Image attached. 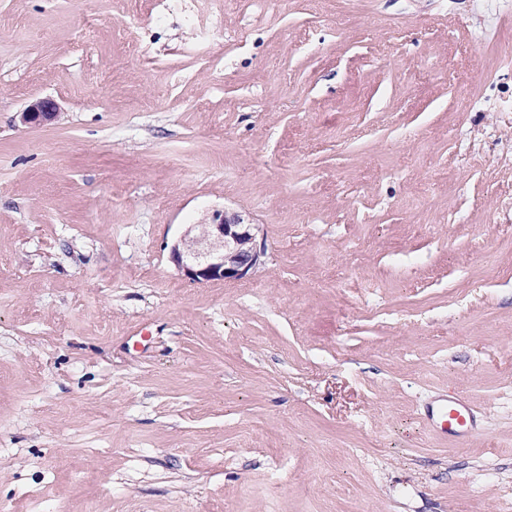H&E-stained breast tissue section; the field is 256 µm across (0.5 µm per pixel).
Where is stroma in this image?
<instances>
[{
  "label": "stroma",
  "mask_w": 512,
  "mask_h": 512,
  "mask_svg": "<svg viewBox=\"0 0 512 512\" xmlns=\"http://www.w3.org/2000/svg\"><path fill=\"white\" fill-rule=\"evenodd\" d=\"M0 512H512V0H0ZM58 112V104L49 98L36 99L30 102L21 112L23 124L44 125L53 121ZM203 224L171 248V260L194 282L228 281L245 277L259 268L265 253L258 248L257 224L245 223L238 215L216 210ZM433 417L449 436H465L473 426V413L469 404L455 393H448V398L438 407Z\"/></svg>",
  "instance_id": "stroma-1"
}]
</instances>
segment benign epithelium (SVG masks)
Returning a JSON list of instances; mask_svg holds the SVG:
<instances>
[{
  "instance_id": "1",
  "label": "benign epithelium",
  "mask_w": 512,
  "mask_h": 512,
  "mask_svg": "<svg viewBox=\"0 0 512 512\" xmlns=\"http://www.w3.org/2000/svg\"><path fill=\"white\" fill-rule=\"evenodd\" d=\"M57 115L58 104L41 98L26 106L21 121L44 125ZM196 228L198 234L185 237L171 248L172 262L188 279L194 282L237 280L263 264L265 253L257 246V225L216 210Z\"/></svg>"
}]
</instances>
